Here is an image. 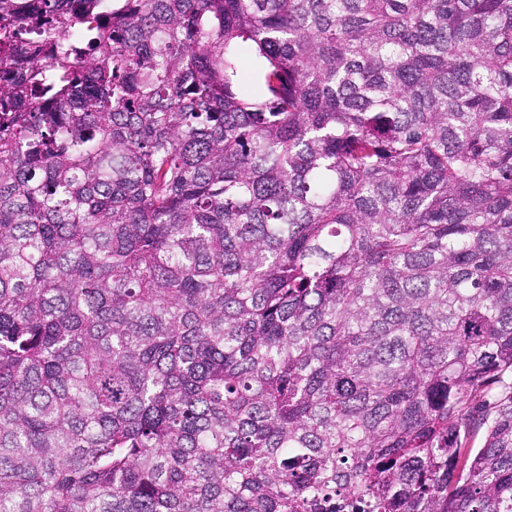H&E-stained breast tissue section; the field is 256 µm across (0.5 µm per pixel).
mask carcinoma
Segmentation results:
<instances>
[{"label":"carcinoma","instance_id":"1","mask_svg":"<svg viewBox=\"0 0 512 512\" xmlns=\"http://www.w3.org/2000/svg\"><path fill=\"white\" fill-rule=\"evenodd\" d=\"M0 512H512V0H0Z\"/></svg>","mask_w":512,"mask_h":512}]
</instances>
